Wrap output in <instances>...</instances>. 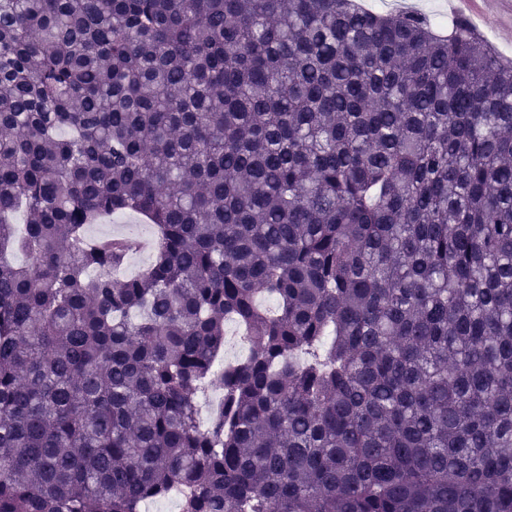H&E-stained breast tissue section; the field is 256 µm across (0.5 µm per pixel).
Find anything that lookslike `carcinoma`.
<instances>
[{"label": "carcinoma", "mask_w": 512, "mask_h": 512, "mask_svg": "<svg viewBox=\"0 0 512 512\" xmlns=\"http://www.w3.org/2000/svg\"><path fill=\"white\" fill-rule=\"evenodd\" d=\"M173 491L512 512V59L468 23L0 0V512Z\"/></svg>", "instance_id": "1"}]
</instances>
